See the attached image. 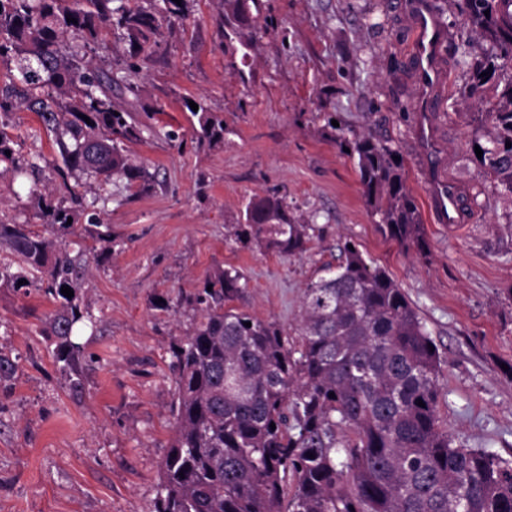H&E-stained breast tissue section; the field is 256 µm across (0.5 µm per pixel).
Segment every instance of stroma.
<instances>
[{
  "mask_svg": "<svg viewBox=\"0 0 512 512\" xmlns=\"http://www.w3.org/2000/svg\"><path fill=\"white\" fill-rule=\"evenodd\" d=\"M431 3L450 33L442 153L476 210L452 229L432 223L417 167L409 115L419 86L395 0H260L232 42L215 23L224 0H194L184 22L162 23L132 77L138 97L122 101L152 115V133L127 153L153 184L116 178L98 190L92 210L108 239L75 226L87 247L81 307L92 322L74 366L57 361L44 333L51 298L0 287V351L17 362L0 384V512H153L172 436V350L201 319L193 298L206 275L238 268L247 288L237 307L292 330L304 288L337 266L349 239L426 324L443 359L442 427L458 446L512 457V203L491 187L473 143L493 99L467 94L469 63L492 47L464 28L457 0ZM189 100L223 116V143L192 140ZM12 122L23 157L57 161L34 113ZM339 129L397 150L427 255L383 236L333 140ZM267 195L322 228L305 253L236 240L247 202Z\"/></svg>",
  "mask_w": 512,
  "mask_h": 512,
  "instance_id": "35a3bbf8",
  "label": "stroma"
}]
</instances>
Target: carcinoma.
Segmentation results:
<instances>
[{
	"instance_id": "obj_1",
	"label": "carcinoma",
	"mask_w": 512,
	"mask_h": 512,
	"mask_svg": "<svg viewBox=\"0 0 512 512\" xmlns=\"http://www.w3.org/2000/svg\"><path fill=\"white\" fill-rule=\"evenodd\" d=\"M458 2L471 30L494 49L470 63L468 90L481 100L496 80L483 134L489 146L480 149L490 183L512 200V74L496 78L512 69V0ZM254 4L224 0V38L251 25ZM189 11L190 0H0V65L7 69L0 74V165L29 181L27 208L56 233L39 234L0 210V244L10 253L0 259V285L20 290L25 280L55 300L46 333L67 366L80 353L72 332L84 319L76 293L86 255L67 236L86 211L85 196L115 177L144 190L151 182L126 155L150 125L115 101L137 96L138 86L84 49L113 29L130 46L134 73L161 23ZM20 109L35 113L52 137L61 163L50 172L16 152L8 129ZM191 115L198 143L224 139V118L201 104ZM335 140L350 149L385 237L426 253L397 152L353 131ZM315 232L281 200L264 196L249 200L235 235L259 249L299 254ZM348 245L339 248L336 270L303 290L297 340L230 306L246 288L237 268L206 276L194 299L202 319L173 350V434L154 512H512V458L454 445L440 424L442 359L430 350L433 339L387 271ZM64 285L75 296H64Z\"/></svg>"
}]
</instances>
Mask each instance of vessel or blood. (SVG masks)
<instances>
[{
  "instance_id": "obj_1",
  "label": "vessel or blood",
  "mask_w": 512,
  "mask_h": 512,
  "mask_svg": "<svg viewBox=\"0 0 512 512\" xmlns=\"http://www.w3.org/2000/svg\"><path fill=\"white\" fill-rule=\"evenodd\" d=\"M397 8L412 31L411 71L422 91L420 105L413 114L412 138L419 172L427 187L430 218L435 224H467L472 212L465 200L466 192L446 174L445 161L439 153V129L433 119L443 102L447 30L428 0H398Z\"/></svg>"
}]
</instances>
